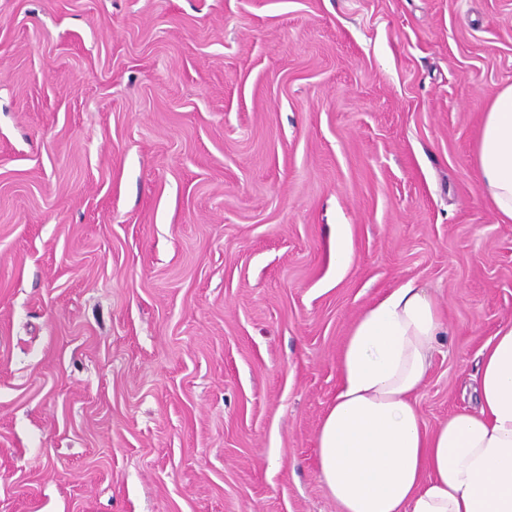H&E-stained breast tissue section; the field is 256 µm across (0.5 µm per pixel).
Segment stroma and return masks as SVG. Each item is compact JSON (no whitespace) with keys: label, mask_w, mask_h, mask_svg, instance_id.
Listing matches in <instances>:
<instances>
[{"label":"stroma","mask_w":512,"mask_h":512,"mask_svg":"<svg viewBox=\"0 0 512 512\" xmlns=\"http://www.w3.org/2000/svg\"><path fill=\"white\" fill-rule=\"evenodd\" d=\"M510 84L512 0H0V512H336L339 352L411 279L423 419L471 406ZM482 193L501 222H512V85L498 91L484 114L474 149Z\"/></svg>","instance_id":"1"}]
</instances>
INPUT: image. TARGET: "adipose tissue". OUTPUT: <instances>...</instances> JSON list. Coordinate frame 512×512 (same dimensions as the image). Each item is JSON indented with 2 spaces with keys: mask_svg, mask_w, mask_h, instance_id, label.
I'll return each instance as SVG.
<instances>
[{
  "mask_svg": "<svg viewBox=\"0 0 512 512\" xmlns=\"http://www.w3.org/2000/svg\"><path fill=\"white\" fill-rule=\"evenodd\" d=\"M482 193L512 222V85L484 114L474 149ZM448 327L409 280L368 306L340 353V385L317 432L337 512H512V324L481 352L476 405L426 429L416 395Z\"/></svg>",
  "mask_w": 512,
  "mask_h": 512,
  "instance_id": "adipose-tissue-1",
  "label": "adipose tissue"
}]
</instances>
